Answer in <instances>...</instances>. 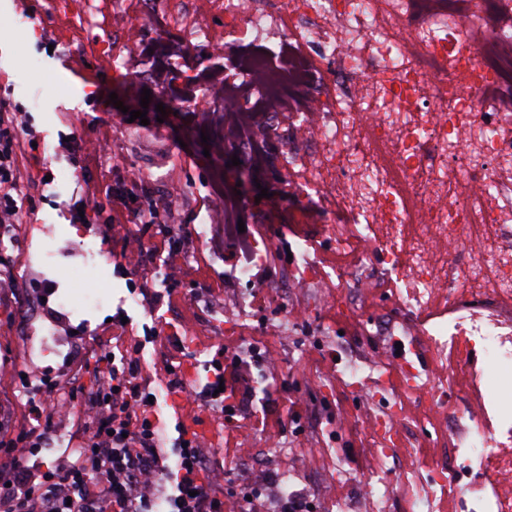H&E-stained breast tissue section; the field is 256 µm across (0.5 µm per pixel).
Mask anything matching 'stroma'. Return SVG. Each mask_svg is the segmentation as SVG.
I'll return each mask as SVG.
<instances>
[{"instance_id":"1","label":"stroma","mask_w":512,"mask_h":512,"mask_svg":"<svg viewBox=\"0 0 512 512\" xmlns=\"http://www.w3.org/2000/svg\"><path fill=\"white\" fill-rule=\"evenodd\" d=\"M34 18L35 28L17 26V12ZM155 64L143 56L135 77L108 75L96 65L85 46L64 38L61 20L47 8V0H0V104L25 111L34 131L35 143L27 147L31 168L47 185L39 194L35 221L48 223L54 230L59 253L53 264L40 258L44 237L34 234L29 260L41 283L35 295L57 302L60 295L72 292L73 316L64 334L81 344L84 367L79 378H72L64 363L39 356L24 359L22 345L14 332L22 299L0 300V363L26 374L32 388H44L53 381L55 390L67 392L72 385L93 388L106 369L100 362V336L110 329L117 314L130 319L133 331L125 339L127 351L142 348L141 377L152 391H161L168 365L198 356L197 380L206 383L209 365L225 339L238 341L237 352L250 369L249 391L238 393L234 417H226L220 405L197 395L191 410L200 421L213 425V442L208 466L224 467V437L234 435L249 449L239 458L232 474L214 484L218 496L242 494L244 476L259 479L261 495L255 512H280L282 495L279 477L283 471L296 473L293 489L316 506V512H342L356 496L373 490L386 512H406L405 479L410 470H427L439 459L448 457L455 441L451 429L436 427L420 401L409 408L410 422L402 431L407 439L390 446L386 468L374 467L370 457L372 439L368 418L386 412L401 391L398 371H391L387 388L363 382L349 386L347 372L352 363L376 357L396 361V345L386 337L363 336L361 323L384 317L388 300L374 293L353 311H339L331 300L304 305L294 296L285 302L255 308L245 319L225 321L223 326L199 331L201 315L211 303L202 288L183 279L179 287L193 295V302L172 306L160 303L148 307L154 293V278L149 267L126 266L121 244L105 224L104 215L76 221L68 204L94 187L102 170L118 180L126 171L137 172L122 195L131 209H138L146 197L168 200L159 224L151 232L168 231L170 225L200 223L215 198H238L237 219L245 224H261L267 229L275 254L270 267L257 269L260 277L271 268L287 263L288 253L298 243H308L325 266L337 260L336 245L323 236L318 225L295 221L297 205L288 191L280 168H250L232 165L231 154L215 158L204 154L203 136L215 135L216 127L197 122L192 112L158 115L157 104L166 102L170 92L153 76ZM149 90L150 104L141 107L142 90ZM146 110L149 123L136 138L127 135L125 111ZM112 127V150L99 163L84 164L78 147L64 149L63 140L76 142L95 138L102 124ZM181 190L170 196V182ZM267 197H259V188ZM82 223L95 247L96 259L82 260L74 252V225ZM91 283L100 289L106 302L99 308L82 310L77 293L79 284ZM139 289L142 305L131 304L132 289ZM271 350L275 359L265 363L260 353ZM277 384L273 396L262 389ZM300 402L301 417L289 421L281 436L272 438L254 425L259 414L286 417L291 402ZM344 469L353 483L339 484L332 476Z\"/></svg>"}]
</instances>
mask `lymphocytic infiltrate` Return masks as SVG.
Listing matches in <instances>:
<instances>
[{
  "instance_id": "lymphocytic-infiltrate-1",
  "label": "lymphocytic infiltrate",
  "mask_w": 512,
  "mask_h": 512,
  "mask_svg": "<svg viewBox=\"0 0 512 512\" xmlns=\"http://www.w3.org/2000/svg\"><path fill=\"white\" fill-rule=\"evenodd\" d=\"M26 131L22 110L0 108V225L20 221L13 191ZM128 221L122 204L113 203L108 222L124 232L123 258L131 261L147 252L164 257L172 283L191 271L168 235L143 242L140 235L125 232ZM127 332L117 320L110 335L100 339L109 370L92 394L81 460L55 469L35 462L66 409L47 407L33 396L24 405L21 427L0 434V512H150L160 502L165 512H238V500L212 495L222 475L207 469L209 447L185 422L176 424L174 463L166 465L160 446L163 426L146 414L150 391L139 378L138 361L116 362L112 352L113 343L122 342Z\"/></svg>"
}]
</instances>
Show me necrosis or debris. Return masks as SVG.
Listing matches in <instances>:
<instances>
[{
  "label": "necrosis or debris",
  "instance_id": "obj_1",
  "mask_svg": "<svg viewBox=\"0 0 512 512\" xmlns=\"http://www.w3.org/2000/svg\"><path fill=\"white\" fill-rule=\"evenodd\" d=\"M72 37L114 72L134 74L141 28L161 21L153 42L165 59L191 48L249 42L235 74L210 73L220 90V148L266 164L271 140L287 144L284 177L302 223L319 225L351 263L325 271L295 255L294 294L338 280L337 305L381 288L408 313L403 335L437 357L454 354V375H435L426 402L444 420L446 393L467 375L481 394L463 414L455 452L483 479L468 489L480 512H512V421L470 353L482 349L512 373V0H51ZM271 53H261L266 43ZM253 248L235 279L251 297L226 298L224 316L278 298L258 281ZM440 307L448 320L424 328ZM407 392L425 387L404 366Z\"/></svg>",
  "mask_w": 512,
  "mask_h": 512
}]
</instances>
